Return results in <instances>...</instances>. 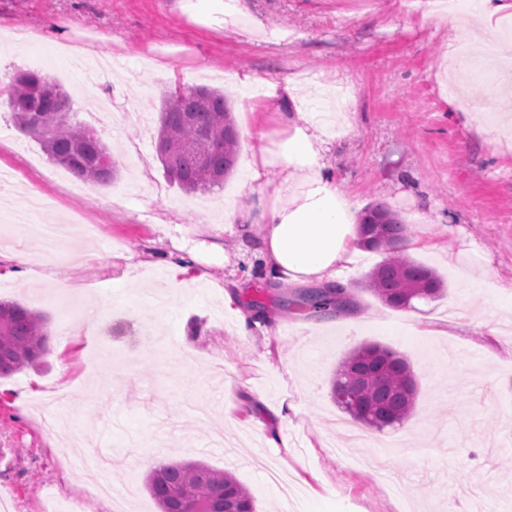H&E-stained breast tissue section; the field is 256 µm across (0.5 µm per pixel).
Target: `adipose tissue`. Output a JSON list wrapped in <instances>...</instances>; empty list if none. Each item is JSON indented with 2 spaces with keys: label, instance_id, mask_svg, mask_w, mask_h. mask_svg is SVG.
<instances>
[{
  "label": "adipose tissue",
  "instance_id": "adipose-tissue-1",
  "mask_svg": "<svg viewBox=\"0 0 512 512\" xmlns=\"http://www.w3.org/2000/svg\"><path fill=\"white\" fill-rule=\"evenodd\" d=\"M204 21L224 28L243 27L251 35L267 26L251 16L245 0H190ZM284 137L261 132L248 143L250 182L264 192V230L253 237L254 221L243 204L226 205L224 221L234 227L251 259L246 274L230 269L224 276V299L233 301L245 278L268 284L325 286L358 253V209L337 189L329 155L336 137L318 113L285 112ZM280 166L284 176L269 182L270 166Z\"/></svg>",
  "mask_w": 512,
  "mask_h": 512
}]
</instances>
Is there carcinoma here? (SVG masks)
<instances>
[{"label":"carcinoma","mask_w":512,"mask_h":512,"mask_svg":"<svg viewBox=\"0 0 512 512\" xmlns=\"http://www.w3.org/2000/svg\"><path fill=\"white\" fill-rule=\"evenodd\" d=\"M7 104L17 129L35 138L51 161L94 185H108L118 172L101 137L59 112L72 108L62 87L37 73L23 72L6 83ZM157 156L166 177L186 193H205L224 185L234 171L238 135L224 92L205 85L171 88L161 94ZM360 246L384 255L367 276L344 287L337 303L304 290L285 306L313 317L357 308L352 290L361 288L383 304L411 309L417 299L435 300L445 292L435 270L402 253L408 225L383 205L366 208L359 218ZM45 317L27 307L0 301V377L36 368L47 354ZM352 398L343 402L338 392ZM336 404L353 420L377 430L402 424L414 413L417 384L406 358L379 344L361 345L343 358L332 381ZM146 487L160 512H255L251 494L229 472L199 462H175L154 469Z\"/></svg>","instance_id":"cac0c4a2"}]
</instances>
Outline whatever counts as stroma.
Returning a JSON list of instances; mask_svg holds the SVG:
<instances>
[{
    "mask_svg": "<svg viewBox=\"0 0 512 512\" xmlns=\"http://www.w3.org/2000/svg\"><path fill=\"white\" fill-rule=\"evenodd\" d=\"M275 29L252 36L195 21L182 0H0V82L20 71L57 82L72 121L117 151L109 186L80 185L40 144L19 136L0 97V238H21L16 217L32 191L49 206L44 224L73 228L76 261L56 257L16 275L0 247V300L48 321L45 363L0 377V501L12 512H159L146 489L151 460L198 461L231 472L256 512H512V131L498 80L456 78L448 41L486 50L497 23L462 21L400 0H246ZM122 64L100 95L144 111L143 124L85 112L88 84L68 45ZM292 82L286 112H345L351 130L331 156L339 192L359 208L400 214L419 243L415 261L447 291L398 310L368 292L365 315L318 319L279 313L269 335L236 333L238 304H225L224 204L258 202L240 153L223 189L188 194L167 181L156 150L160 93L207 85L225 92L235 124L280 132L267 110L272 87ZM449 235H441V225ZM156 252L193 255L182 273L150 263ZM138 256L126 269L122 258ZM483 288H474L477 279ZM202 337L191 336V321ZM448 333L436 335L437 323ZM92 323L86 334L84 323ZM376 343L404 356L418 385L416 410L381 431L350 419L331 381L356 347ZM124 368L107 385V348ZM297 409L285 444L265 448L266 429L245 402ZM50 405L65 428L34 417ZM103 442L117 463L113 499L84 443Z\"/></svg>",
    "mask_w": 512,
    "mask_h": 512,
    "instance_id": "1",
    "label": "stroma"
}]
</instances>
